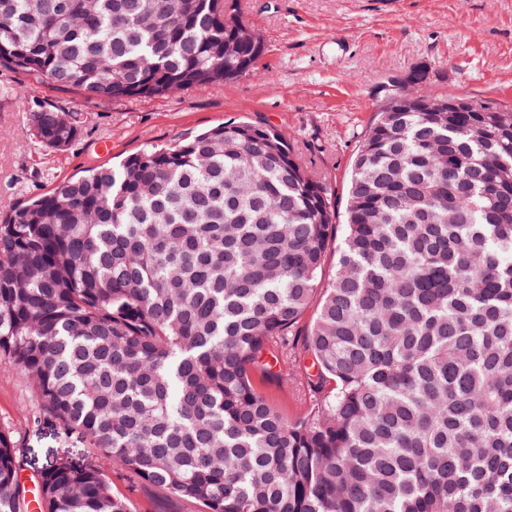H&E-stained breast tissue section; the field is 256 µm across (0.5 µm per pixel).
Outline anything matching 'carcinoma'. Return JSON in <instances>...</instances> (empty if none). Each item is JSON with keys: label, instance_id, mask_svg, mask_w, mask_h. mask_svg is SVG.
I'll return each mask as SVG.
<instances>
[{"label": "carcinoma", "instance_id": "obj_1", "mask_svg": "<svg viewBox=\"0 0 512 512\" xmlns=\"http://www.w3.org/2000/svg\"><path fill=\"white\" fill-rule=\"evenodd\" d=\"M236 0H0V65L86 98L252 72ZM379 112L335 192L282 130L232 122L0 216V362L32 418L201 512H512V111ZM44 145L78 126L26 115ZM334 271L323 279L329 253ZM302 337L312 399L262 389ZM0 430V512H28ZM41 512H131L98 468Z\"/></svg>", "mask_w": 512, "mask_h": 512}]
</instances>
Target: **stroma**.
I'll return each instance as SVG.
<instances>
[{"instance_id": "1", "label": "stroma", "mask_w": 512, "mask_h": 512, "mask_svg": "<svg viewBox=\"0 0 512 512\" xmlns=\"http://www.w3.org/2000/svg\"><path fill=\"white\" fill-rule=\"evenodd\" d=\"M265 52L253 72L173 96L120 102L88 99L0 66V213L49 194L63 181L156 144H174L230 121L285 130L314 173L344 203L354 154L383 106L376 90L393 74L429 72L433 96L512 106V0H240ZM77 113L74 140L44 146L27 112ZM302 363L289 362L266 393L284 415L304 405ZM34 390L16 366L0 363V430L23 448L22 468L39 473L65 457L102 467L134 512H200L197 505L134 485L81 434L31 419Z\"/></svg>"}]
</instances>
